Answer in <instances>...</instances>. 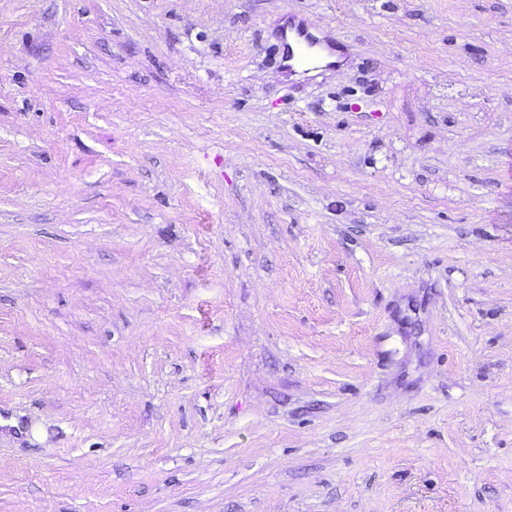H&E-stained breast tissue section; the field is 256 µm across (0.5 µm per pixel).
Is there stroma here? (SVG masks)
<instances>
[{
    "mask_svg": "<svg viewBox=\"0 0 512 512\" xmlns=\"http://www.w3.org/2000/svg\"><path fill=\"white\" fill-rule=\"evenodd\" d=\"M0 512H512V0H0ZM281 61L291 74H307L322 64L330 47L323 46L314 28L299 22L290 23L288 29L283 28L279 34ZM328 50V51H326Z\"/></svg>",
    "mask_w": 512,
    "mask_h": 512,
    "instance_id": "obj_1",
    "label": "stroma"
}]
</instances>
